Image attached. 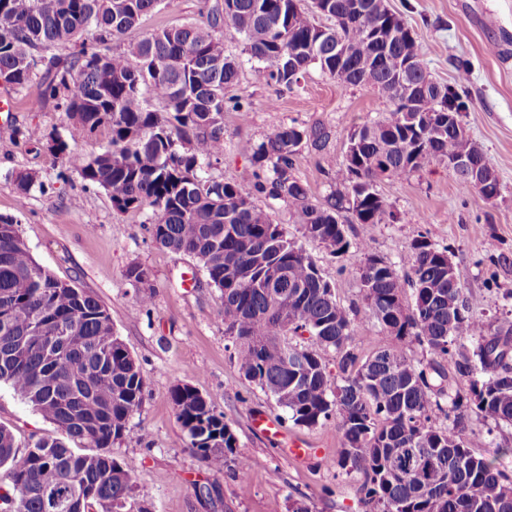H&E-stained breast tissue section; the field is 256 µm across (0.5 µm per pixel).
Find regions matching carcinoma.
Instances as JSON below:
<instances>
[{"instance_id": "1", "label": "carcinoma", "mask_w": 512, "mask_h": 512, "mask_svg": "<svg viewBox=\"0 0 512 512\" xmlns=\"http://www.w3.org/2000/svg\"><path fill=\"white\" fill-rule=\"evenodd\" d=\"M161 2L0 0V77L88 134L107 129L108 145L97 154L57 140L53 149L67 169L106 191L116 211L149 209L157 245L198 259L220 293L238 371L294 423L335 424L343 448L331 463L362 475L366 512H512V479L473 453L480 433L467 424L462 397L448 398L443 365L457 343L478 340L479 364L455 363V377L469 381L480 413L512 424V358L493 346L512 343V321L495 325L475 313L448 281L447 250L424 237L402 253L406 271L365 249L364 312L388 334L413 339L430 360L417 364L391 348L361 358L356 311L336 300L313 260L251 199L255 191L288 201L305 236L345 253L341 212L368 226L394 220L379 181L474 150L459 127L468 64L459 63L453 84L433 81L421 43L387 0H327L324 15L301 0H232L228 11L206 4L204 22L160 28L112 52L109 44ZM321 15L332 25H320ZM228 34L245 57L226 52ZM68 45L67 57L53 53ZM407 58L417 67L405 73ZM246 60L259 63L260 79L286 89L312 66L334 79L339 65L343 85L372 88L390 103L381 118L350 132L351 153L323 202L292 173L302 145L325 146L322 128L280 125L241 145L255 167L251 191L203 176L224 156V90ZM304 334L312 346L288 342ZM22 336L30 337L25 345ZM327 349L338 356L336 375L323 361ZM0 383L59 432L21 453L0 425L7 481L0 512H45L48 488L82 512H133L135 482L109 448L142 404L140 367L107 308L40 266L11 216H0ZM171 399L192 453L214 470L231 462L244 474L247 461L213 397L178 385ZM441 415L446 428L435 425Z\"/></svg>"}]
</instances>
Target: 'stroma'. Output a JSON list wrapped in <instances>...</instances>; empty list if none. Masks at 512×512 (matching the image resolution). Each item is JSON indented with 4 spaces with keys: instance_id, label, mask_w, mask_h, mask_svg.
Segmentation results:
<instances>
[{
    "instance_id": "35a3bbf8",
    "label": "stroma",
    "mask_w": 512,
    "mask_h": 512,
    "mask_svg": "<svg viewBox=\"0 0 512 512\" xmlns=\"http://www.w3.org/2000/svg\"><path fill=\"white\" fill-rule=\"evenodd\" d=\"M422 44L431 77L451 83L456 64H469L470 107L463 124L496 172L501 194L493 201L461 192L447 163L432 162L402 178L378 182L377 192L394 213L388 224L364 227L341 213L350 242L347 253L334 256L319 241L305 237L286 202L254 195L284 234L316 262L343 306L361 305L357 266L360 242L387 262L398 261L413 240L426 237L447 249L463 293L487 321L512 313V0H387ZM201 0H163L127 40L184 22H203ZM226 97L248 105L247 115L228 110L223 116L224 157L207 169L215 180L251 188L254 167L240 147L260 142L282 124L323 126L330 133L325 151L303 146L294 158V176L320 200L332 190L336 168L350 132L380 118L388 102L375 90L346 87L310 68L298 88L286 90L256 79L244 64L238 83ZM18 110L0 115V215L15 217L35 261L58 279L91 291L109 310L114 329L139 365L144 400L127 431L112 448L114 457L135 480L136 500L149 512H288L291 501H304L310 512H364L359 473H345L325 461H294L279 450L277 439L252 424L254 415L276 417L288 434L313 447L336 453L342 446L334 427L294 424L275 400L237 370L233 346L225 333L219 292L211 287L193 256L174 253L153 242L149 210L117 212L106 191L85 186L77 173L64 172L50 152L51 138L92 153L106 147L101 130L84 134L65 114L32 109L29 93L14 91ZM34 177L20 193L19 173ZM149 273L143 288L127 276L132 266ZM151 303L139 307L140 294ZM364 352L393 347L414 361L428 362L427 352L411 339L389 335L366 314L356 317ZM189 385L212 395L218 412L237 437L250 472L240 481L231 468L210 469L188 448L171 401L175 386ZM469 423L482 434L473 451L495 462L512 477V424L498 423L468 410ZM0 425L19 446L55 434V426L0 384Z\"/></svg>"
}]
</instances>
